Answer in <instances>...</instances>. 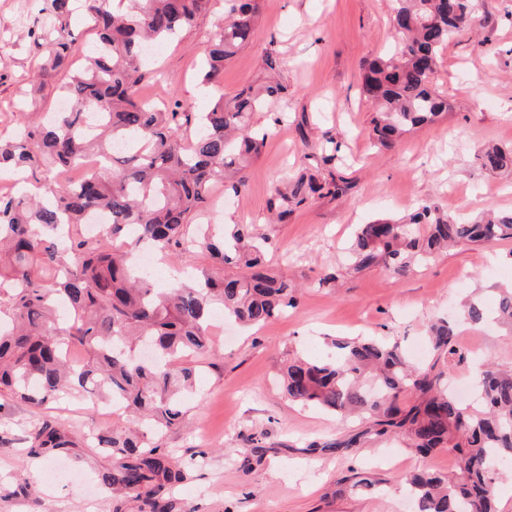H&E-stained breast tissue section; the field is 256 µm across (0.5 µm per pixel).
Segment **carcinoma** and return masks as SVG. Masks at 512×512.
Returning <instances> with one entry per match:
<instances>
[{"label": "carcinoma", "mask_w": 512, "mask_h": 512, "mask_svg": "<svg viewBox=\"0 0 512 512\" xmlns=\"http://www.w3.org/2000/svg\"><path fill=\"white\" fill-rule=\"evenodd\" d=\"M42 2L34 42L43 70L62 76L70 109L0 139V173L26 184L0 194V399L41 408L64 393L97 390L120 400L139 429L113 424L86 439L46 418L29 431V454L96 448L110 459L100 483L137 503L138 512H158L186 477L185 465L159 439L187 413L183 395L196 385L192 359L212 343V307L242 325L262 326L295 304L292 284L264 265L274 248L269 234L235 224L215 240L197 224L214 185L235 196L245 189L247 169L271 132L254 126L252 114L272 108L287 87L275 79L249 85L228 100L219 96L206 112L157 107L137 98L148 49L192 26L213 0H127L124 11L114 0H85L96 38L83 67L75 58L72 0ZM259 10L258 0H224V25L201 64L202 84L218 86L224 65L251 43ZM474 11L475 0H393L394 43L362 66L378 147H394L448 111L432 75ZM117 141L134 146L115 153ZM89 153L99 156L97 169L76 183L60 179ZM477 159L483 170L512 171V144L489 147ZM341 192L333 174H300L274 187L273 206L281 220L316 196ZM92 212L107 215L105 233L126 245L146 244L161 259L203 247L215 265L194 282L175 278L158 288L128 251L87 235ZM507 238L512 212L452 219L424 202L407 221L358 225L346 256L356 272L383 267L403 277L451 244ZM462 315L473 326L492 319L512 331V285L497 289L492 310L466 299ZM428 343L429 358L415 364L394 339L336 338L332 357L288 360L286 392L299 405L357 418L358 429L319 444L325 451L343 455L373 435L397 434L420 454L452 453V473L420 470L407 478L415 512H498L495 463L512 461V369L484 364L475 400L466 403L446 382L448 357L466 359L455 323L431 322ZM70 349L86 357L73 360ZM358 488L375 492L380 481H336L338 496Z\"/></svg>", "instance_id": "carcinoma-1"}]
</instances>
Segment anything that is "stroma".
Segmentation results:
<instances>
[{
	"mask_svg": "<svg viewBox=\"0 0 512 512\" xmlns=\"http://www.w3.org/2000/svg\"><path fill=\"white\" fill-rule=\"evenodd\" d=\"M392 0H263L253 40L224 67L217 88L200 84L198 67L224 21L223 5L161 47L138 87L151 102H180L205 111L218 96L232 97L265 74L274 52L276 77L288 88L274 111L252 122L272 133L247 171L240 196L214 199L215 229L225 220L266 225L274 183L299 172L335 174L348 184L336 197L313 199L276 224L277 249L269 268L297 283L296 304L261 328L216 332L212 351L197 358L199 382L187 399L182 425L162 447L186 460L205 452L174 496L180 512H405L402 480L416 469L451 471L445 451L427 456L402 440L374 438L347 455L312 450V443L348 431L334 415L289 400L279 370L296 355L325 357L337 336H393L411 346L434 318L455 315L462 296L479 292L487 305L495 288L512 283V239L489 247L462 244L403 278L375 267L318 287L324 271L340 267L356 225L378 218L404 219L421 202L446 215L475 216L512 210V177L478 169L473 156L489 145L512 143V0H478L471 30L443 50L432 82L449 109L433 124L406 134L392 149L370 140L374 109L360 91L361 66L382 55L394 35ZM36 0H0V135L22 122L19 103L37 112L56 108L55 81L27 36ZM334 138L325 158L321 146ZM458 344L472 359L512 367V336L494 327L461 326ZM93 395L63 398L49 412L58 424L89 434L108 426ZM38 409L0 403V512H132L125 499L99 491L103 457L36 459L26 431ZM366 472L382 479L379 494L353 490L336 496V482Z\"/></svg>",
	"mask_w": 512,
	"mask_h": 512,
	"instance_id": "1",
	"label": "stroma"
}]
</instances>
